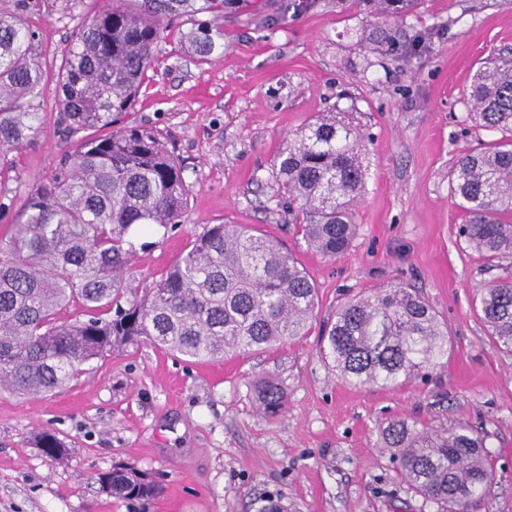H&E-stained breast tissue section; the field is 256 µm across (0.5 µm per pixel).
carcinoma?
<instances>
[{"mask_svg":"<svg viewBox=\"0 0 512 512\" xmlns=\"http://www.w3.org/2000/svg\"><path fill=\"white\" fill-rule=\"evenodd\" d=\"M0 7V168L32 144L43 123V87L55 81L56 124L77 146L59 170L28 189L20 216L0 236V389L34 396L69 386L118 344L148 342L197 361L262 351L307 331L318 289L293 253L245 224H207L161 279L125 283L135 229L184 223L188 186L177 158L149 126H117L153 69L172 21L193 17L182 40L200 62L224 50L217 23L224 0H112L86 18L49 73L35 54L31 0ZM379 15L413 0H373ZM469 102L480 126L502 140L463 154L450 189L468 215L459 238L492 261H512V51L471 76ZM91 129H107L88 137ZM363 138L348 112H326L288 138L275 182L308 248L344 253L357 233L365 184ZM495 345L512 354V278L476 297ZM73 310L61 321L60 311ZM322 354L342 380L391 386L448 357V325L412 285L394 283L340 303L323 325ZM274 418L286 408L282 383L255 385ZM382 447L409 488L436 512H476L494 480L486 437L463 423L419 429L403 418L379 428ZM33 445L49 458L67 452L51 431ZM119 499H148L149 475L117 468L98 477Z\"/></svg>","mask_w":512,"mask_h":512,"instance_id":"carcinoma-1","label":"carcinoma"}]
</instances>
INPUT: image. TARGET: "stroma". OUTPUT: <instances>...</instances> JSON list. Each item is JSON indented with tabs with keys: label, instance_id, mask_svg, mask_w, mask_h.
<instances>
[{
	"label": "stroma",
	"instance_id": "stroma-1",
	"mask_svg": "<svg viewBox=\"0 0 512 512\" xmlns=\"http://www.w3.org/2000/svg\"><path fill=\"white\" fill-rule=\"evenodd\" d=\"M107 0H34L28 22L44 68L59 65L87 15ZM224 51L199 62L179 42L190 18L158 42L156 70L125 124L166 138L190 187L184 224L138 236L129 286L158 280L208 224H249L282 241L318 288L316 314L347 296L408 282L448 326V362L394 388L353 387L323 361L318 332L265 352L194 363L126 344L92 361L61 393L0 391V512H254L280 498L288 512H435L412 494L379 442L402 417L485 433L495 479L478 512H512V355L493 343L474 299L512 276V264L467 249L466 216L449 189L464 153L499 139L469 118L471 74L512 47V0H414L378 17L371 0H229ZM35 143L0 175L8 188L0 235L32 184L58 170L75 144L55 124L46 87ZM349 112L365 135V192L357 236L334 259L308 251L272 178L286 139L321 112ZM276 376L284 413L269 418L255 383ZM49 429L67 444L53 460L33 447ZM122 466L156 476L150 501L103 492L98 474Z\"/></svg>",
	"mask_w": 512,
	"mask_h": 512
}]
</instances>
